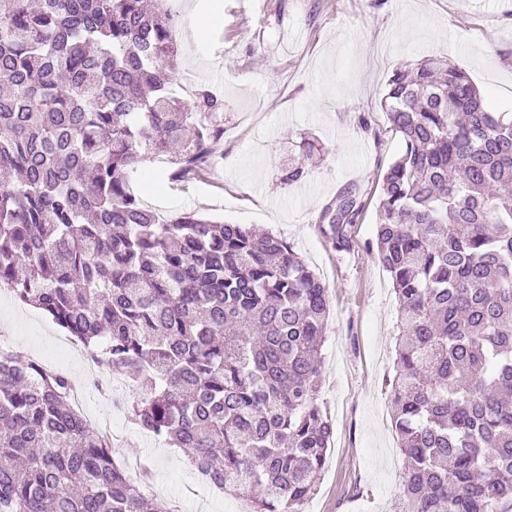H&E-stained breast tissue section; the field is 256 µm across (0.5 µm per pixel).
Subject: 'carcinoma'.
Wrapping results in <instances>:
<instances>
[{
    "instance_id": "cac0c4a2",
    "label": "carcinoma",
    "mask_w": 512,
    "mask_h": 512,
    "mask_svg": "<svg viewBox=\"0 0 512 512\" xmlns=\"http://www.w3.org/2000/svg\"><path fill=\"white\" fill-rule=\"evenodd\" d=\"M177 29L164 2L0 0V288L145 389L133 423L213 487L305 512L333 436L327 288L276 234L132 191L146 155L172 182L224 155V99L177 90ZM381 106L402 151L368 248L398 301L403 512H512V115L440 59L395 72ZM364 208L355 185L326 207L334 250ZM72 389L0 351V512H144Z\"/></svg>"
}]
</instances>
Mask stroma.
Here are the masks:
<instances>
[{"instance_id": "stroma-1", "label": "stroma", "mask_w": 512, "mask_h": 512, "mask_svg": "<svg viewBox=\"0 0 512 512\" xmlns=\"http://www.w3.org/2000/svg\"><path fill=\"white\" fill-rule=\"evenodd\" d=\"M180 18L175 77H206L224 100V155L205 178L168 182L152 158L140 164L142 199L282 235L329 295L319 404L334 433L309 512H400L402 456L388 422L398 303L366 248L374 238L382 178L401 150L381 100L396 68L442 56L465 70L494 111L512 113V0H173ZM206 23L202 38L195 24ZM307 178L284 184L288 164ZM366 206L353 248L334 251L319 231L324 209L347 185ZM39 310L0 296V336L19 355L61 364L90 423H115L113 456L147 462L152 497L179 512H234L247 493L201 481L186 456L139 431L126 404L139 387L98 388L78 348Z\"/></svg>"}]
</instances>
